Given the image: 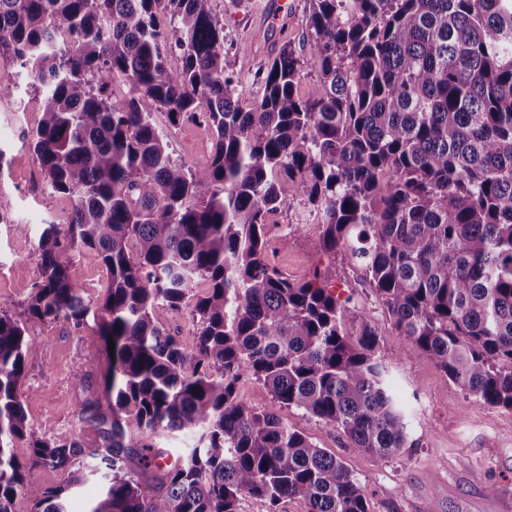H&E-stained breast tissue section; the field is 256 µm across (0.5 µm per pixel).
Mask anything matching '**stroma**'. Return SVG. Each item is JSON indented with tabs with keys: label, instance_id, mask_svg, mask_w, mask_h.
I'll return each instance as SVG.
<instances>
[{
	"label": "stroma",
	"instance_id": "stroma-1",
	"mask_svg": "<svg viewBox=\"0 0 512 512\" xmlns=\"http://www.w3.org/2000/svg\"><path fill=\"white\" fill-rule=\"evenodd\" d=\"M214 0L224 23V55L239 81L245 104L261 94L259 75L285 40L306 36L308 0ZM0 83L15 86L13 96L0 99V312L20 317L33 291L37 270L34 243L48 222L64 223L69 204L50 195L45 176L27 137L38 123L43 100L27 86L19 67L0 58ZM175 155L194 166L210 157L204 128L188 121L170 122L159 114ZM298 201L279 212L270 225L268 259L289 278H306L328 262L319 245L318 227L298 224ZM336 291L364 310L379 335V355L389 370L390 386L405 407L411 445L391 458L349 448L334 427L283 408L260 383L247 380L240 397L253 407L278 413L309 440L340 458L366 489L368 512H512V410L477 403L425 358L408 359L403 338L358 268L337 255ZM42 344L29 357L24 386L32 393L26 405L35 427L50 430L61 444L94 441L96 429L79 421L76 407L87 397L103 398L109 356L91 327L74 329L59 322L31 330ZM97 369L85 387H78L75 370L83 362ZM496 494H489V485Z\"/></svg>",
	"mask_w": 512,
	"mask_h": 512
}]
</instances>
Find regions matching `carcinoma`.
<instances>
[{
  "label": "carcinoma",
  "mask_w": 512,
  "mask_h": 512,
  "mask_svg": "<svg viewBox=\"0 0 512 512\" xmlns=\"http://www.w3.org/2000/svg\"><path fill=\"white\" fill-rule=\"evenodd\" d=\"M212 2L0 0V57L43 94L29 147L70 201L38 239L23 317L0 314V512L19 496L67 512L91 477L86 512H240L245 496L367 512L341 460L237 393L254 379L380 460L409 443L376 329L333 291L335 268L296 282L266 260L270 218L297 197L406 357L512 410V0H309L305 45L280 48L248 107ZM304 50L320 74L305 92ZM159 112L204 127L207 165L173 155ZM74 255L106 271L104 300H85ZM188 303L190 348L164 325ZM90 316L114 342L105 399L79 403L98 439L59 444L25 409L30 327ZM177 435L193 444L164 470L157 440ZM44 467L65 483L31 480Z\"/></svg>",
  "instance_id": "carcinoma-1"
}]
</instances>
